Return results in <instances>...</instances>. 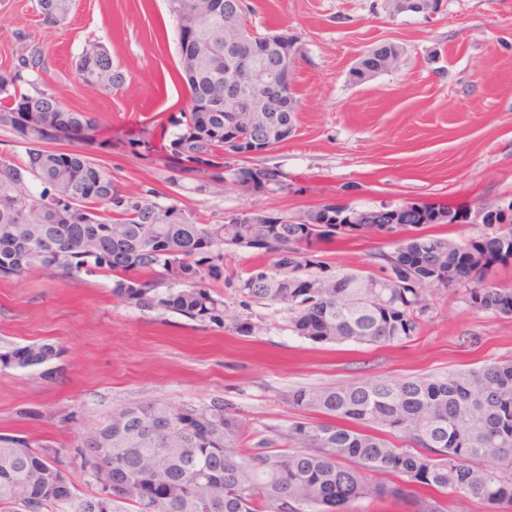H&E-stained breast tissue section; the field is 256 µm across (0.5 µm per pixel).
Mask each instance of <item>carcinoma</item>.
I'll use <instances>...</instances> for the list:
<instances>
[{
  "label": "carcinoma",
  "mask_w": 512,
  "mask_h": 512,
  "mask_svg": "<svg viewBox=\"0 0 512 512\" xmlns=\"http://www.w3.org/2000/svg\"><path fill=\"white\" fill-rule=\"evenodd\" d=\"M169 0L180 39L192 32L179 72L190 90L187 109L170 116L167 181L206 184L231 179L249 189L268 190L280 175L263 165H224V129L249 144L254 131L238 113L214 107L230 86L224 63V29L246 32L248 53L263 35L247 11L224 12L229 0ZM77 0H37L43 20L61 25ZM369 63L400 54L382 42L367 50ZM76 71L87 85L121 88L126 76L99 41L85 44ZM43 53L33 48L18 64L0 70V127L25 144L26 159L0 155V277L55 270L67 279L106 276L112 293L141 310L179 313L224 328V300L208 282L224 276V246L257 249L271 260L243 281L241 293L268 304L288 305L298 336L319 344H390L411 338L429 302L425 285L459 295L468 307L496 316L512 315V285L487 279L497 266L512 264V221L488 224L471 239L432 234L389 244L376 259L383 275L344 272L325 275L324 288H297V270L318 245L337 241L336 218L347 222L348 206L322 207L323 224H200L176 202L159 203L126 193L87 153L51 150L74 132L94 131L90 112L65 108L50 91ZM26 81L31 91L22 93ZM289 103L268 114L264 139L276 146L296 127L299 99L291 86L276 84ZM417 224L454 223L470 208L421 203ZM415 260L401 282L389 280L403 262ZM171 280L162 290L158 275ZM48 343L0 345V369H24L57 358ZM297 407L329 421H295L280 432L292 447L284 453L263 442L240 456L235 440L244 425L220 400L208 405L138 399L112 410L68 446L36 443L0 433V512H351L364 499L385 503L408 495L413 512H442L433 493L473 495L488 512L512 507V361L477 370L388 381H349L288 393ZM395 436L407 442L399 447ZM112 472V487L99 471ZM385 470L400 481L370 483L364 472ZM91 492L82 494L73 473Z\"/></svg>",
  "instance_id": "obj_1"
}]
</instances>
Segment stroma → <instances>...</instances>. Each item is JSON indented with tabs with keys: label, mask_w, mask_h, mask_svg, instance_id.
I'll use <instances>...</instances> for the list:
<instances>
[{
	"label": "stroma",
	"mask_w": 512,
	"mask_h": 512,
	"mask_svg": "<svg viewBox=\"0 0 512 512\" xmlns=\"http://www.w3.org/2000/svg\"><path fill=\"white\" fill-rule=\"evenodd\" d=\"M260 33L298 34L294 73L300 99L294 134L259 160L286 177L282 190L252 193L233 183L195 190L167 182L163 125L189 104L178 72L179 31L167 0H78L62 25L45 24L37 0H0V69L40 48L47 82L63 104L93 113V140L77 135L62 150L86 152L124 191L176 196L206 224L245 210L288 217L326 203L356 209L403 201L474 208L512 199V0H442L432 19L388 16L381 0H247ZM345 23H337V16ZM100 40L125 73L105 94L83 83L75 61L85 40ZM402 49L396 66L356 84L349 70L369 46ZM380 238L323 245L311 253L329 273H375ZM262 253L228 246L223 328L173 312L142 311L112 294L104 276L62 279L36 270L0 277V343L46 342L52 361L0 370V433L69 444L112 409L136 399H221L245 425L240 454L291 422L321 421L294 407L289 391L346 381L401 379L472 370L512 360V316L467 307L430 284V302L411 339L389 345H322L288 327L287 304L245 302L242 279L266 264ZM252 335L237 332L241 323ZM39 413L22 420L20 408Z\"/></svg>",
	"instance_id": "35a3bbf8"
}]
</instances>
